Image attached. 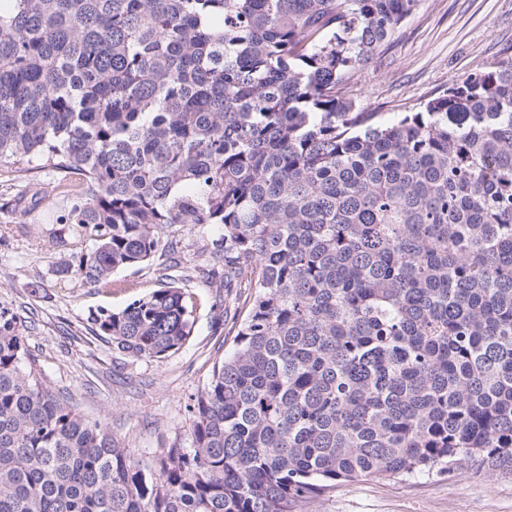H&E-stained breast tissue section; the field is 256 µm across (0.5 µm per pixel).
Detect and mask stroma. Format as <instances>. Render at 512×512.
<instances>
[{
	"mask_svg": "<svg viewBox=\"0 0 512 512\" xmlns=\"http://www.w3.org/2000/svg\"><path fill=\"white\" fill-rule=\"evenodd\" d=\"M510 41L512 0H419L398 41L348 94L388 120L489 66ZM82 182L77 173L34 165L22 172L0 162V305L24 317L29 348L53 390L147 460L164 443L188 447L189 398L231 349L224 304L200 256L218 231L208 224L166 228L164 239L180 261L173 273L197 302L194 333L166 359L130 361L94 336L89 316L124 308L166 279L155 263L115 273L108 287L60 276L90 245L60 221L66 207L60 184ZM301 512H512V475L463 465L404 480L364 478L338 485Z\"/></svg>",
	"mask_w": 512,
	"mask_h": 512,
	"instance_id": "1",
	"label": "stroma"
}]
</instances>
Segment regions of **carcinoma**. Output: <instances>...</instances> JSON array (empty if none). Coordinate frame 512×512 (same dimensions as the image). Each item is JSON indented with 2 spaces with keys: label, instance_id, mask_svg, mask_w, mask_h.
<instances>
[{
  "label": "carcinoma",
  "instance_id": "obj_1",
  "mask_svg": "<svg viewBox=\"0 0 512 512\" xmlns=\"http://www.w3.org/2000/svg\"><path fill=\"white\" fill-rule=\"evenodd\" d=\"M418 0H13L0 162L78 171L61 274L110 285L212 224L232 350L188 448L135 459L0 306V512H298L336 484L512 473V42L387 123L346 94ZM166 284L90 315L134 362L194 331Z\"/></svg>",
  "mask_w": 512,
  "mask_h": 512
}]
</instances>
